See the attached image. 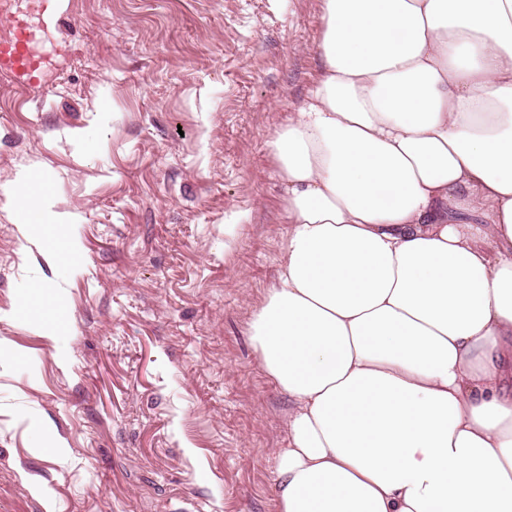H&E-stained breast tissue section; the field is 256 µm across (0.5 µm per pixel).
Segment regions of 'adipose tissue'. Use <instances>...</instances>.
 Listing matches in <instances>:
<instances>
[{
    "label": "adipose tissue",
    "instance_id": "adipose-tissue-1",
    "mask_svg": "<svg viewBox=\"0 0 512 512\" xmlns=\"http://www.w3.org/2000/svg\"><path fill=\"white\" fill-rule=\"evenodd\" d=\"M249 324L279 512H512V0H320ZM39 223L49 184L0 191Z\"/></svg>",
    "mask_w": 512,
    "mask_h": 512
}]
</instances>
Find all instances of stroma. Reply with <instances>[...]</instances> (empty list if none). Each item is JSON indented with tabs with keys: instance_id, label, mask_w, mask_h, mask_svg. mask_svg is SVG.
I'll return each instance as SVG.
<instances>
[{
	"instance_id": "stroma-1",
	"label": "stroma",
	"mask_w": 512,
	"mask_h": 512,
	"mask_svg": "<svg viewBox=\"0 0 512 512\" xmlns=\"http://www.w3.org/2000/svg\"><path fill=\"white\" fill-rule=\"evenodd\" d=\"M320 31V0H56L66 61L0 76V186L32 170L73 215L0 195V512H278L288 399L248 324Z\"/></svg>"
}]
</instances>
